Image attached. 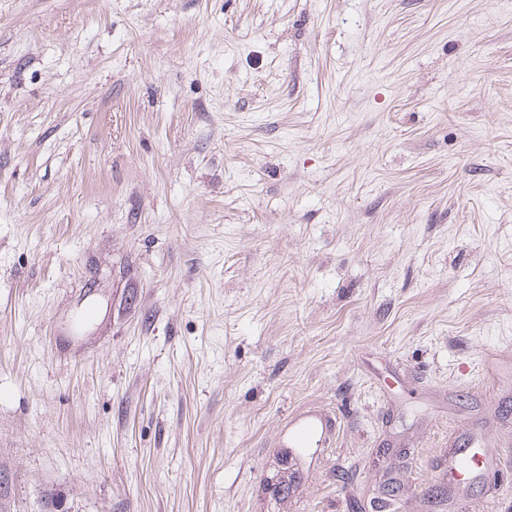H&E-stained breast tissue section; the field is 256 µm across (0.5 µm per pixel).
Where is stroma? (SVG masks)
<instances>
[{
  "label": "stroma",
  "instance_id": "stroma-1",
  "mask_svg": "<svg viewBox=\"0 0 512 512\" xmlns=\"http://www.w3.org/2000/svg\"><path fill=\"white\" fill-rule=\"evenodd\" d=\"M0 512H512V0H0ZM336 421L333 418H325L317 414L304 415L303 423L300 428L293 433L288 434V445L300 447L312 442L320 446H328L332 436L335 434ZM474 452L472 448H456L448 455V477L456 479L457 477L475 478L479 474V470L491 464L489 460H481V464L477 466L475 460L471 457ZM477 466V467H476Z\"/></svg>",
  "mask_w": 512,
  "mask_h": 512
}]
</instances>
